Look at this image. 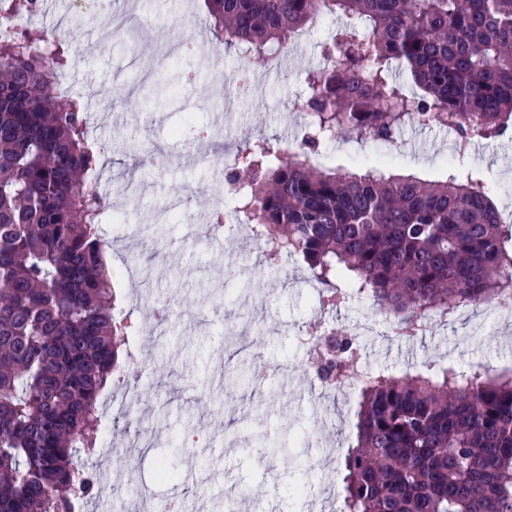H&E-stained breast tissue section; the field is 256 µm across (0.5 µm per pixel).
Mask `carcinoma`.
<instances>
[{"label":"carcinoma","mask_w":512,"mask_h":512,"mask_svg":"<svg viewBox=\"0 0 512 512\" xmlns=\"http://www.w3.org/2000/svg\"><path fill=\"white\" fill-rule=\"evenodd\" d=\"M206 3L213 37L261 66L317 19L356 18L307 73L299 149L284 159L245 131L224 169L267 263L302 258L321 305L365 297L405 333L422 316L512 297V227L465 154L434 182L311 162L346 129L366 142L406 123L462 142L512 133V0ZM32 8L0 0L13 15ZM44 43L48 56L17 51ZM71 53L53 30L0 37V512H75L104 493L98 471L75 462L97 452L101 401L121 362L134 363L135 327L113 304L97 228L107 195L88 104L53 87ZM342 337L341 358L320 367L330 385L356 358ZM354 429L341 512H512V372H374L358 387Z\"/></svg>","instance_id":"cac0c4a2"}]
</instances>
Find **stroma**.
I'll list each match as a JSON object with an SVG mask.
<instances>
[{
	"label": "stroma",
	"instance_id": "stroma-1",
	"mask_svg": "<svg viewBox=\"0 0 512 512\" xmlns=\"http://www.w3.org/2000/svg\"><path fill=\"white\" fill-rule=\"evenodd\" d=\"M157 23L138 28L135 36L142 55L132 66L123 44L98 48L96 29L103 15L93 12L68 18L64 27L86 47L87 55L72 67L73 94L98 109L104 97L112 99V118L92 122L93 137L108 143L102 184L109 205L102 234L112 244V266L117 301L139 326L131 348L139 362L123 387L150 410L153 446L128 456L126 445L140 430L138 418L126 408L113 407L102 433L112 447V467L104 477L111 494L104 500L110 512H132L134 497L143 488L156 496L178 494L184 512H197V494L209 489L213 508L223 512L234 500L237 512H338L340 486L331 477L339 468L354 435L355 395L332 393L308 377L307 349L300 337L314 322L337 332L369 327L356 344L364 366L372 370L401 371L406 366L431 363L459 370L482 368L495 373L512 365V309L500 302L483 303L448 322H435L425 335L409 340L383 335L381 316L371 302L348 298L334 309L320 306L319 288L307 278L300 260L286 257L268 265L264 248L224 231L219 240L197 241L181 223L166 225L164 256L156 258L147 244L154 230L149 214L171 189H191L181 209L191 217H209L220 197L218 186L232 155L216 166H184L180 151L197 138L199 130L215 126L207 74L188 71L180 60L156 63L157 49L170 29L211 39L204 0H193L190 20L162 23L161 0H149ZM339 22L323 17L310 27L304 40L282 60L279 68L254 67L259 79L255 92L242 95L225 86L229 106L223 114L224 135L252 125L255 137L280 146L299 136L307 97L306 74L322 67L321 49L336 33ZM171 155V166L147 172L138 166L145 143ZM456 136L439 126L409 124L389 148V166L414 170L424 179L447 176ZM378 148L345 131L322 149L318 160L332 167L366 169L373 166ZM467 157L478 169L486 190L501 212L512 219V139L473 138ZM143 188L138 208H130L117 188ZM147 269L157 293L172 298L193 321L173 318L169 334L156 340L148 329L153 312L140 300L138 278L124 269ZM234 335H226V327ZM260 363L269 376L262 381L224 387L226 372ZM293 443L291 457L270 454L275 443ZM298 457L309 458L312 470L299 476V492L280 484L281 473L292 470ZM180 463L178 483L160 481L162 461Z\"/></svg>",
	"mask_w": 512,
	"mask_h": 512
}]
</instances>
